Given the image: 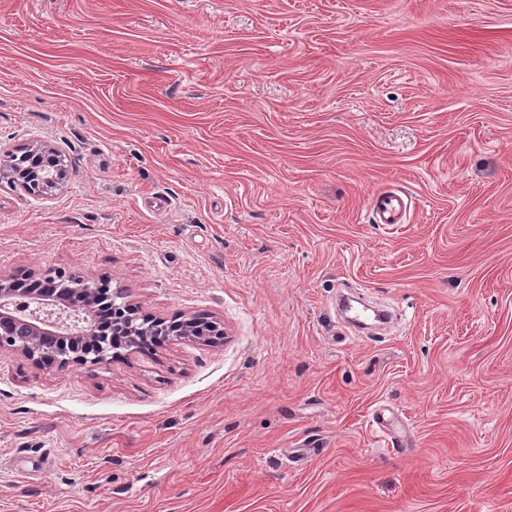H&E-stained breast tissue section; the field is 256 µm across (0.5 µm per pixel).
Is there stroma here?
<instances>
[{
	"mask_svg": "<svg viewBox=\"0 0 512 512\" xmlns=\"http://www.w3.org/2000/svg\"><path fill=\"white\" fill-rule=\"evenodd\" d=\"M40 145L0 274L224 335L0 351V512H512V0H0ZM52 153L53 150L48 149L44 151V154H40V156L44 159L42 162V167L39 169H33L32 172L25 178H21L20 174L15 173L10 162L1 163L0 178L8 177L13 179V182H17L25 191L29 193L41 192L48 189H56L65 180L67 170L66 166H64L62 163L56 166L46 164L45 158L53 155ZM371 211L377 224H400L405 213V203L396 192L379 193L373 197Z\"/></svg>",
	"mask_w": 512,
	"mask_h": 512,
	"instance_id": "1",
	"label": "stroma"
}]
</instances>
